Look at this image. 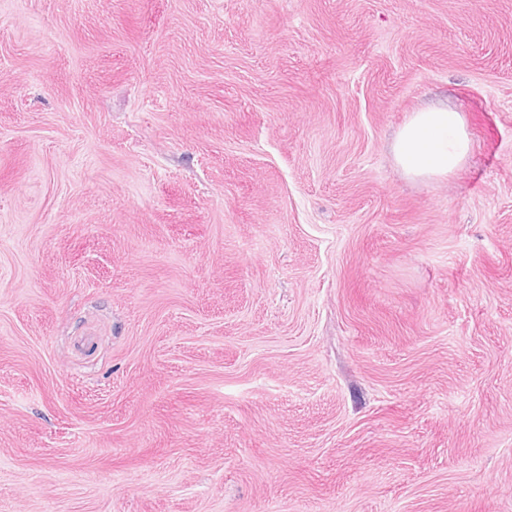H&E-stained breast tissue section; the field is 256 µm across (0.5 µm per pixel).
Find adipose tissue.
I'll list each match as a JSON object with an SVG mask.
<instances>
[{"label":"adipose tissue","mask_w":512,"mask_h":512,"mask_svg":"<svg viewBox=\"0 0 512 512\" xmlns=\"http://www.w3.org/2000/svg\"><path fill=\"white\" fill-rule=\"evenodd\" d=\"M469 151L470 140L461 113L445 106L413 113L392 146L396 164L413 180L454 173Z\"/></svg>","instance_id":"ef3b65f1"}]
</instances>
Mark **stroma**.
<instances>
[{"label": "stroma", "instance_id": "35a3bbf8", "mask_svg": "<svg viewBox=\"0 0 512 512\" xmlns=\"http://www.w3.org/2000/svg\"><path fill=\"white\" fill-rule=\"evenodd\" d=\"M0 512H512V0H0ZM469 151L464 119L460 112L448 106L414 112L392 146L395 163L412 180L454 173Z\"/></svg>", "mask_w": 512, "mask_h": 512}]
</instances>
